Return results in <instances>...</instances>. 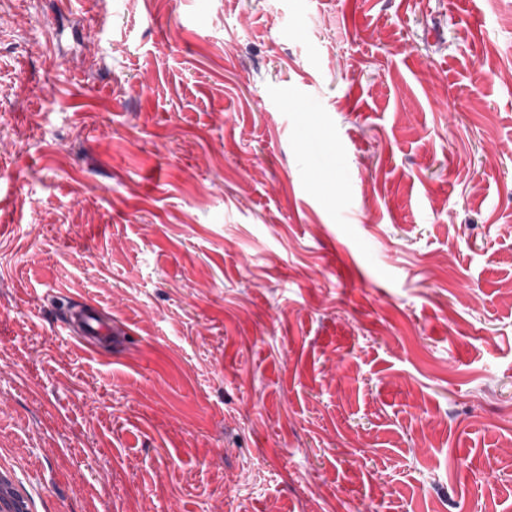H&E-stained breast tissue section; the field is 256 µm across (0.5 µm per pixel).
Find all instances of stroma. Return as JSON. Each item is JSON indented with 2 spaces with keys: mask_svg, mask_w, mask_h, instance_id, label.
Masks as SVG:
<instances>
[{
  "mask_svg": "<svg viewBox=\"0 0 512 512\" xmlns=\"http://www.w3.org/2000/svg\"><path fill=\"white\" fill-rule=\"evenodd\" d=\"M511 11L13 0L0 451L45 512H512ZM64 331L72 336H77L86 345L93 346L96 343L112 336V321L107 314L100 313L90 307L79 308L66 317Z\"/></svg>",
  "mask_w": 512,
  "mask_h": 512,
  "instance_id": "35a3bbf8",
  "label": "stroma"
}]
</instances>
